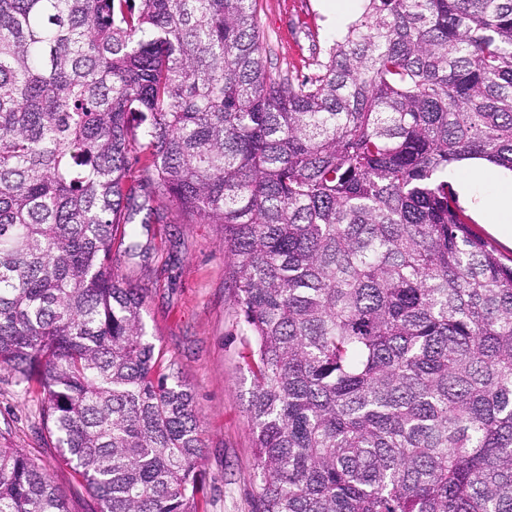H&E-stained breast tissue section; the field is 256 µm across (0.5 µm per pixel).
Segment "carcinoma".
Instances as JSON below:
<instances>
[{
    "instance_id": "carcinoma-1",
    "label": "carcinoma",
    "mask_w": 512,
    "mask_h": 512,
    "mask_svg": "<svg viewBox=\"0 0 512 512\" xmlns=\"http://www.w3.org/2000/svg\"><path fill=\"white\" fill-rule=\"evenodd\" d=\"M361 2L277 79L254 0H0V371L94 512H198L192 393L112 272L170 207L224 225L256 512H512V265L448 182L512 171V0ZM0 512L70 510L0 447Z\"/></svg>"
}]
</instances>
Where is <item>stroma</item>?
Returning a JSON list of instances; mask_svg holds the SVG:
<instances>
[{
	"mask_svg": "<svg viewBox=\"0 0 512 512\" xmlns=\"http://www.w3.org/2000/svg\"><path fill=\"white\" fill-rule=\"evenodd\" d=\"M256 16L266 67L277 76L305 73L314 48L337 32L324 0H257ZM223 240V225L192 224L173 210L166 222L138 225L135 237L114 245L112 268L142 289L147 331L194 395L203 438L199 512H255L257 469L246 414L252 376L241 357ZM0 432L44 466L71 512H90L94 502L81 478L40 429L36 394L5 374Z\"/></svg>",
	"mask_w": 512,
	"mask_h": 512,
	"instance_id": "obj_1",
	"label": "stroma"
}]
</instances>
